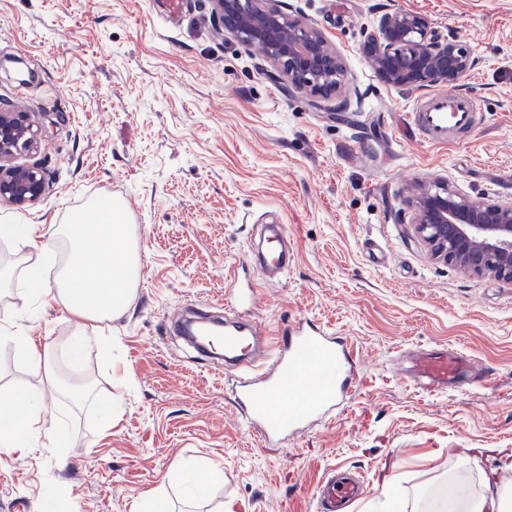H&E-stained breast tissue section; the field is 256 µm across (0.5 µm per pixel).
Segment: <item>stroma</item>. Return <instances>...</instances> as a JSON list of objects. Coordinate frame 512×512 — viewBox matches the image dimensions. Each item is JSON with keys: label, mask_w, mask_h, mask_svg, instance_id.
Segmentation results:
<instances>
[{"label": "stroma", "mask_w": 512, "mask_h": 512, "mask_svg": "<svg viewBox=\"0 0 512 512\" xmlns=\"http://www.w3.org/2000/svg\"><path fill=\"white\" fill-rule=\"evenodd\" d=\"M342 55L344 99L289 90L261 51L217 34L211 0H0V97L32 112L34 159L48 173L39 204L0 203L47 232L106 196L125 206L140 246L136 293L101 325V341L59 385L33 375L0 340V395L44 396V431L64 425V451L0 452V512H133L164 489L170 512H316L331 468L369 485L354 512H426L464 502L502 473L512 449V285L436 261L407 223L411 188L436 177L479 200L512 196V0H278ZM427 18L465 44L474 68L457 82L486 117L461 147L424 143L410 124L424 91L383 83L363 46L383 15ZM345 111H337V104ZM282 224L285 278L256 277L244 318L268 331L311 319L363 358L335 417L266 444L239 415L236 372L197 362L167 318L224 294V268L246 258L263 225ZM56 348L69 312L23 279L0 289V326ZM471 352L485 387L417 393L399 372L418 348ZM119 411L104 426L99 403ZM469 464H460L459 452ZM214 467L187 506L175 466Z\"/></svg>", "instance_id": "1"}]
</instances>
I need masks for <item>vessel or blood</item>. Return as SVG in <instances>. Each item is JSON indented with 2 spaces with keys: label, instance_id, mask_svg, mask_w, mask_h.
<instances>
[{
  "label": "vessel or blood",
  "instance_id": "obj_1",
  "mask_svg": "<svg viewBox=\"0 0 512 512\" xmlns=\"http://www.w3.org/2000/svg\"><path fill=\"white\" fill-rule=\"evenodd\" d=\"M410 120L430 145L468 141L481 124L474 99L465 92L437 91L421 102ZM260 322L224 321V360L238 366L235 399L248 424L265 442L302 433L312 422L332 416L351 393L356 353L335 334L314 322L289 324L282 342L267 344ZM413 383L439 393L465 383H485L487 372L466 352H418L410 372ZM357 476L328 475L317 499V512H347L364 494Z\"/></svg>",
  "mask_w": 512,
  "mask_h": 512
}]
</instances>
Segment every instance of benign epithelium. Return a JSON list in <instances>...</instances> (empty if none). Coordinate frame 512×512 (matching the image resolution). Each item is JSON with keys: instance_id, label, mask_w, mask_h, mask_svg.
Listing matches in <instances>:
<instances>
[{"instance_id": "1", "label": "benign epithelium", "mask_w": 512, "mask_h": 512, "mask_svg": "<svg viewBox=\"0 0 512 512\" xmlns=\"http://www.w3.org/2000/svg\"><path fill=\"white\" fill-rule=\"evenodd\" d=\"M215 27L245 46H258L288 80V88L318 101L345 91L341 58L314 28L287 19L272 0H212ZM366 56L389 85L435 87L457 82L474 66L471 52L441 38L415 12L383 16ZM39 127L32 113L0 101V201L37 202L46 177L38 164L19 165L17 154L34 149ZM410 226L433 256L464 274L512 284V199L473 201L435 178L410 196Z\"/></svg>"}]
</instances>
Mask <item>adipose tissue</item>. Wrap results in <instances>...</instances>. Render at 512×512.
<instances>
[{"mask_svg": "<svg viewBox=\"0 0 512 512\" xmlns=\"http://www.w3.org/2000/svg\"><path fill=\"white\" fill-rule=\"evenodd\" d=\"M0 237L42 253L52 251L58 239L67 241L68 261L54 283H47L35 265L25 267L22 276L35 293L63 303L78 328L79 339H86L98 322L122 313L135 293L138 246L118 204L90 202L42 242L28 224H1ZM0 338L20 349L33 374L56 383L57 352L53 347H37L19 331L2 330ZM42 407L43 395L37 390L19 389L0 398V450L23 447L39 432Z\"/></svg>", "mask_w": 512, "mask_h": 512, "instance_id": "obj_1", "label": "adipose tissue"}]
</instances>
